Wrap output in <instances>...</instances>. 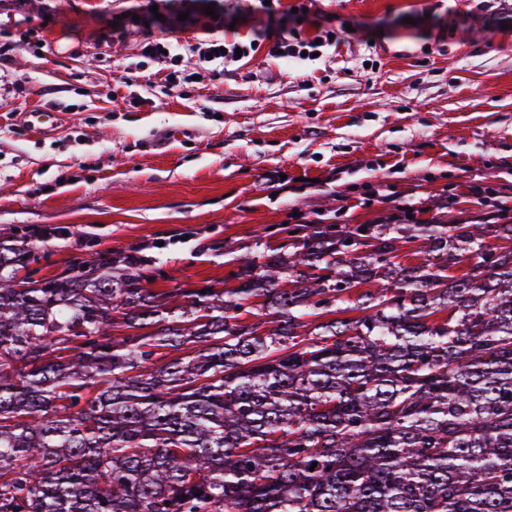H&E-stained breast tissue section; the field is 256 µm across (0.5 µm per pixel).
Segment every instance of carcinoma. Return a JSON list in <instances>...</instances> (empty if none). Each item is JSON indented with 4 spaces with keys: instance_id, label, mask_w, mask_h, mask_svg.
Listing matches in <instances>:
<instances>
[{
    "instance_id": "cac0c4a2",
    "label": "carcinoma",
    "mask_w": 512,
    "mask_h": 512,
    "mask_svg": "<svg viewBox=\"0 0 512 512\" xmlns=\"http://www.w3.org/2000/svg\"><path fill=\"white\" fill-rule=\"evenodd\" d=\"M33 261L0 237V512H512V224H327L206 294Z\"/></svg>"
}]
</instances>
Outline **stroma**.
I'll return each instance as SVG.
<instances>
[{
    "mask_svg": "<svg viewBox=\"0 0 512 512\" xmlns=\"http://www.w3.org/2000/svg\"><path fill=\"white\" fill-rule=\"evenodd\" d=\"M135 4L149 13L148 0L0 5L14 84L0 95V235L26 236L39 274L138 249L158 287L198 288L280 250L295 224H373L394 199L416 224L489 206L512 224V0H315L343 32L320 59L262 51L182 95L157 63L124 84L140 44L168 34L133 21ZM223 6L226 40L277 36L253 0ZM115 23L126 41L101 37ZM59 102L80 109L48 135L18 119Z\"/></svg>",
    "mask_w": 512,
    "mask_h": 512,
    "instance_id": "obj_1",
    "label": "stroma"
}]
</instances>
